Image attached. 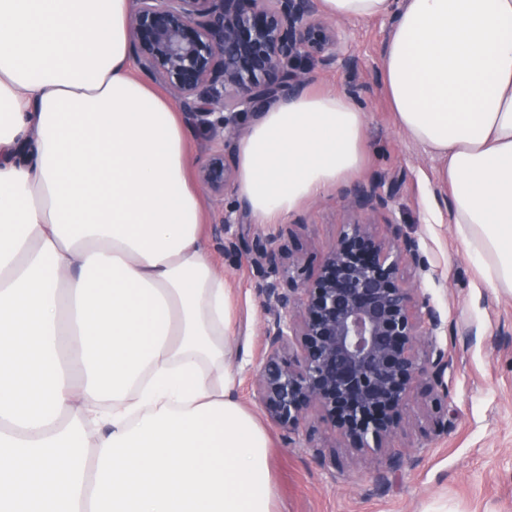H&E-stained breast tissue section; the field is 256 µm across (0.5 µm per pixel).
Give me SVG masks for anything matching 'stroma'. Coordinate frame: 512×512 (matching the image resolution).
Wrapping results in <instances>:
<instances>
[{
    "label": "stroma",
    "mask_w": 512,
    "mask_h": 512,
    "mask_svg": "<svg viewBox=\"0 0 512 512\" xmlns=\"http://www.w3.org/2000/svg\"><path fill=\"white\" fill-rule=\"evenodd\" d=\"M391 27L386 17L343 23L354 67L315 70L309 87L358 90L355 101L368 118L363 176L385 175L396 199L379 216L377 229L384 234L395 224L418 238L431 267L421 287L455 328L438 337L451 359L448 405L436 407L422 388L414 389L411 422L394 439L408 461L381 483L383 457L360 460L335 447L331 430L316 418L303 434L277 428L253 399L248 377L261 353L265 319L259 277L245 253L225 250L224 241L259 233L318 265L349 220L336 186L278 224L249 216L241 224L219 225L221 214L244 206L232 190L223 205L204 203L205 235L234 308L230 360L236 396L268 434L275 512H512V291L484 281L448 222V199L436 188V161L394 125L379 67ZM442 414L448 417L444 432L433 425Z\"/></svg>",
    "instance_id": "stroma-1"
}]
</instances>
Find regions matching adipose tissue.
Masks as SVG:
<instances>
[{
    "label": "adipose tissue",
    "mask_w": 512,
    "mask_h": 512,
    "mask_svg": "<svg viewBox=\"0 0 512 512\" xmlns=\"http://www.w3.org/2000/svg\"><path fill=\"white\" fill-rule=\"evenodd\" d=\"M388 16L397 129L449 223L512 290V0H321ZM132 0H0V512H271L269 439L237 400L190 128L135 77ZM348 95L274 103L234 145L273 224L366 160Z\"/></svg>",
    "instance_id": "obj_1"
}]
</instances>
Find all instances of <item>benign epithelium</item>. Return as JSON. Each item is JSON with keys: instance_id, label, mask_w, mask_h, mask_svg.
<instances>
[{"instance_id": "benign-epithelium-1", "label": "benign epithelium", "mask_w": 512, "mask_h": 512, "mask_svg": "<svg viewBox=\"0 0 512 512\" xmlns=\"http://www.w3.org/2000/svg\"><path fill=\"white\" fill-rule=\"evenodd\" d=\"M129 32L140 70L203 135L208 159L196 177L217 205L235 179L226 146L246 117L302 92L309 62L354 65L320 0H134ZM384 182L344 192L354 218L311 270L289 261L287 246L252 238L266 320L249 383L274 425L295 433L315 412L341 447L362 457L381 452L393 471L404 463L391 443L410 423L412 390L447 393L449 362L437 342L440 312L407 279L409 269L428 270L418 240L395 224L386 236L374 231L371 217L394 201Z\"/></svg>"}]
</instances>
